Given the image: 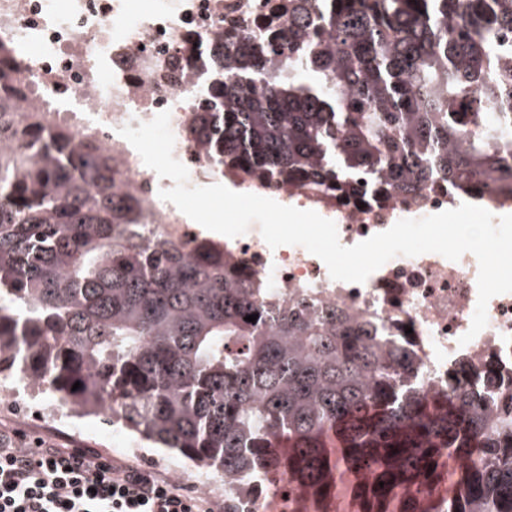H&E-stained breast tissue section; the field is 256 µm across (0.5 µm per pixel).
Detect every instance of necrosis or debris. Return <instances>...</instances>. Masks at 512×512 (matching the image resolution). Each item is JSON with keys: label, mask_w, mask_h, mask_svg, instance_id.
Segmentation results:
<instances>
[{"label": "necrosis or debris", "mask_w": 512, "mask_h": 512, "mask_svg": "<svg viewBox=\"0 0 512 512\" xmlns=\"http://www.w3.org/2000/svg\"><path fill=\"white\" fill-rule=\"evenodd\" d=\"M279 0H0V47L22 94L17 113H41L47 124L60 117L92 136L116 162L123 189L142 203L145 223L191 240L188 217L159 192L171 179L148 168L123 138V126L138 128L169 111L174 157L188 171L189 185L217 177L201 144L184 135L185 126L211 95L210 72L222 65L225 44L265 29ZM245 192L292 201L335 222L342 245L352 246L384 232L402 219H419L457 205L447 182L395 192L361 206L315 194L300 184L257 181L237 173ZM233 255L254 279L279 299L315 301L361 320L407 348L426 392H448V373L459 361L490 368L480 381L495 392L496 404L512 406V292L492 297L488 323L467 344L478 299L479 265L472 253L451 261L437 253L397 256L364 283L332 279L317 256L298 245L270 248L259 229L231 240Z\"/></svg>", "instance_id": "1"}]
</instances>
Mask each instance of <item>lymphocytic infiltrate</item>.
Listing matches in <instances>:
<instances>
[{"instance_id":"lymphocytic-infiltrate-1","label":"lymphocytic infiltrate","mask_w":512,"mask_h":512,"mask_svg":"<svg viewBox=\"0 0 512 512\" xmlns=\"http://www.w3.org/2000/svg\"><path fill=\"white\" fill-rule=\"evenodd\" d=\"M0 512H215L210 498L74 448L0 441Z\"/></svg>"}]
</instances>
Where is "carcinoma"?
<instances>
[{"label":"carcinoma","mask_w":512,"mask_h":512,"mask_svg":"<svg viewBox=\"0 0 512 512\" xmlns=\"http://www.w3.org/2000/svg\"><path fill=\"white\" fill-rule=\"evenodd\" d=\"M276 19L329 39L288 42L273 67L224 46L187 130L219 165L316 194L362 171L376 196L440 177L512 196V112L486 111L512 94V0H288ZM17 94L1 67V375L108 410L243 494L284 474L304 494L288 512H512V412L486 408L472 367L437 403L367 324L277 301L206 237L149 231L93 141L15 127ZM448 480L441 503L405 493Z\"/></svg>","instance_id":"obj_1"}]
</instances>
